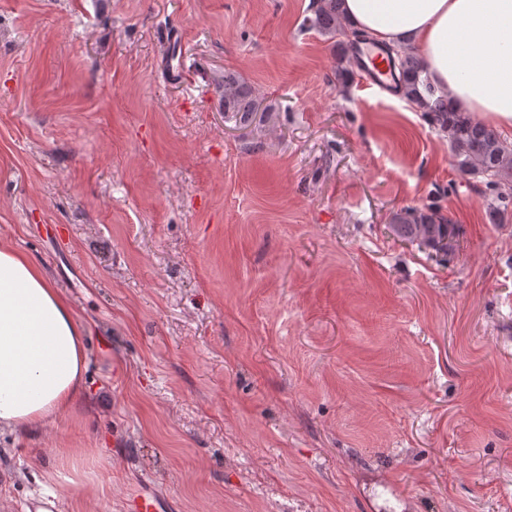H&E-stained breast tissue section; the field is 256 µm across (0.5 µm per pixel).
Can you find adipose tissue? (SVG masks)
Listing matches in <instances>:
<instances>
[{"instance_id": "1", "label": "adipose tissue", "mask_w": 512, "mask_h": 512, "mask_svg": "<svg viewBox=\"0 0 512 512\" xmlns=\"http://www.w3.org/2000/svg\"><path fill=\"white\" fill-rule=\"evenodd\" d=\"M380 45L414 47L430 80L486 124L512 128V0H342ZM84 330L22 252L0 246V429L37 433L85 389Z\"/></svg>"}]
</instances>
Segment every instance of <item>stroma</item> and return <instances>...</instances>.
I'll return each instance as SVG.
<instances>
[{
    "instance_id": "1",
    "label": "stroma",
    "mask_w": 512,
    "mask_h": 512,
    "mask_svg": "<svg viewBox=\"0 0 512 512\" xmlns=\"http://www.w3.org/2000/svg\"><path fill=\"white\" fill-rule=\"evenodd\" d=\"M312 4L0 0V242L87 345L73 407L0 432V512H512V210L337 81ZM427 205L454 255L391 233ZM64 448L100 452L81 492ZM224 115L240 123H247L257 112L255 90L245 81L232 74H225L223 83Z\"/></svg>"
}]
</instances>
